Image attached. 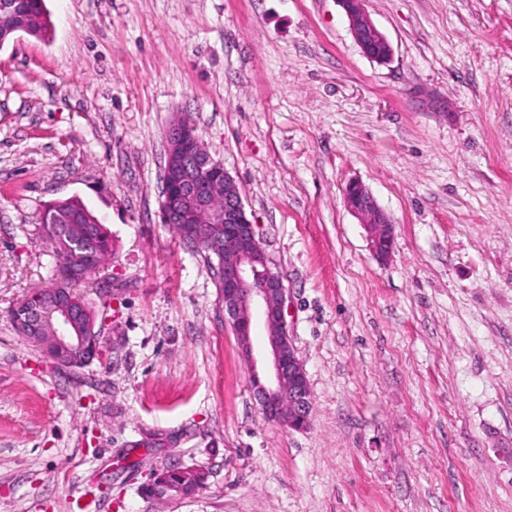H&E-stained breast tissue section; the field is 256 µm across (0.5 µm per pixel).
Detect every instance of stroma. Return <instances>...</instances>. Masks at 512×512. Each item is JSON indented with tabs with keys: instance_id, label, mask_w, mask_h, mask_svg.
<instances>
[{
	"instance_id": "stroma-1",
	"label": "stroma",
	"mask_w": 512,
	"mask_h": 512,
	"mask_svg": "<svg viewBox=\"0 0 512 512\" xmlns=\"http://www.w3.org/2000/svg\"><path fill=\"white\" fill-rule=\"evenodd\" d=\"M0 47V512H512V0H46ZM288 290L307 428L267 420L204 252L160 216L177 116ZM362 182L390 256L344 205ZM112 234L99 358L9 311L47 285L45 203ZM205 487L158 501L166 468ZM348 19L350 33L362 53L371 60H389L393 50L365 9V0H338ZM385 50L380 54L381 50ZM207 473L202 468H169L158 472L148 493L157 500L166 499L169 494H179L181 498L196 495L205 486ZM177 496L171 495L169 498Z\"/></svg>"
}]
</instances>
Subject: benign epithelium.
<instances>
[{
	"instance_id": "1",
	"label": "benign epithelium",
	"mask_w": 512,
	"mask_h": 512,
	"mask_svg": "<svg viewBox=\"0 0 512 512\" xmlns=\"http://www.w3.org/2000/svg\"><path fill=\"white\" fill-rule=\"evenodd\" d=\"M348 19L350 33L371 60H388L393 50L365 9V0H338ZM162 168L161 212L164 222L213 224L224 241V255L212 267L222 293L224 320L233 328L250 364L254 397L263 416L291 429L307 427L312 410L310 386L303 364L296 356L286 324L287 289L275 264L262 247L248 218L237 184L224 172V206L211 202L210 171L220 166L199 139L185 141L181 129L170 126L165 134ZM347 210L365 224L374 256L388 257L394 224L368 188L350 181L343 190ZM269 329V370L261 373L251 342L255 317ZM17 329L42 349H51L50 360L73 369L86 365L100 352L101 337L90 334L83 323L78 301L70 294L53 295L49 302L30 307Z\"/></svg>"
}]
</instances>
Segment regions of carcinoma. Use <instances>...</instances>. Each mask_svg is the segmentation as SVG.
I'll use <instances>...</instances> for the list:
<instances>
[{
  "label": "carcinoma",
  "instance_id": "carcinoma-1",
  "mask_svg": "<svg viewBox=\"0 0 512 512\" xmlns=\"http://www.w3.org/2000/svg\"><path fill=\"white\" fill-rule=\"evenodd\" d=\"M10 7V22L23 26L26 33L45 37L50 31L51 22L44 0H7ZM175 233L189 246L198 243L185 235L179 225H173ZM39 235L50 242L54 254L53 274L48 286L36 287L10 310L11 319H16L26 308L43 302L57 288L72 285L81 280H90L100 267L112 259V235L100 219L81 201L75 198L52 201L46 204L37 224ZM207 224H200L197 236L199 243L208 255L216 252L207 250L204 238L209 234ZM88 234L93 240V253L81 251L76 239ZM207 473L202 468H169L158 472L148 486L150 496L164 500L168 494H178L183 498L196 495L205 486Z\"/></svg>",
  "mask_w": 512,
  "mask_h": 512
}]
</instances>
